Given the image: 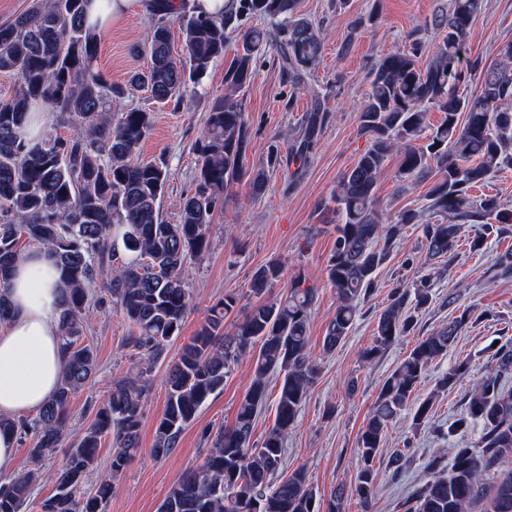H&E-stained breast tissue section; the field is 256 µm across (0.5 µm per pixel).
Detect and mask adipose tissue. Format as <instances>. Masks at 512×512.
<instances>
[{"label": "adipose tissue", "instance_id": "ef3b65f1", "mask_svg": "<svg viewBox=\"0 0 512 512\" xmlns=\"http://www.w3.org/2000/svg\"><path fill=\"white\" fill-rule=\"evenodd\" d=\"M62 291L60 272L46 250H31L16 264L9 288L12 316L0 323L2 419L38 411L61 381Z\"/></svg>", "mask_w": 512, "mask_h": 512}]
</instances>
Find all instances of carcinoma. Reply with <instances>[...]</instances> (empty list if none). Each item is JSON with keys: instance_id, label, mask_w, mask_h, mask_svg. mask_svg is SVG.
<instances>
[{"instance_id": "obj_1", "label": "carcinoma", "mask_w": 512, "mask_h": 512, "mask_svg": "<svg viewBox=\"0 0 512 512\" xmlns=\"http://www.w3.org/2000/svg\"><path fill=\"white\" fill-rule=\"evenodd\" d=\"M222 14L198 12L191 0H149L147 43L135 53L149 56L124 85L95 69L103 31L88 24V0H32L29 10L0 24V73L17 80L15 94L0 99V321L10 316L7 288L11 270L33 243L49 251L61 271L65 295L60 326L65 372L55 395L33 417L0 419V428L32 441L36 463L53 452L70 420L71 398L96 373V356L78 343L83 314L93 289L100 305L112 302L133 328L132 347L156 357L180 336L189 308L187 262L209 251V227L228 190L242 179L252 193L266 188V174L245 165L250 125L238 94L252 81L255 59L276 46L288 76L304 86L312 109L297 135L293 160L304 162L326 121V95L306 84L318 65L321 31L297 13V0H234ZM482 0H450L448 12L432 19L441 39L432 58L423 60L415 40L387 54L371 72L370 93L360 115L367 148L342 175L336 194L341 223L327 262V280L336 289V311L323 350L330 352L352 331L362 301L375 288L377 270L390 257L405 225L420 214L408 210L385 223L376 205L379 177L390 155L401 156L399 176L420 178L436 164L438 179L427 210L448 223L424 225V267L433 260L453 264L461 229L477 224L482 232L469 248L479 251L487 238L506 233L512 213L492 195L472 190L495 171L512 168V41L499 47V61H464L467 34ZM274 21L275 28L241 29L242 17ZM178 25L180 53H174L172 26ZM237 41L224 74V95L213 102L201 136L194 189L181 201L179 220L165 222L160 200L169 181L164 160H133L153 126L149 108H128L123 99L145 91L157 103L194 96L212 63ZM473 76L479 89L460 92ZM444 114L426 145H414L426 127L427 108ZM33 112L52 113L71 127L67 137L31 138L26 127ZM283 268H258L250 292L262 297L281 280ZM433 278L423 274L399 283L378 317L373 346L362 352L371 362L413 330L418 313L433 300ZM317 289L297 276L285 298L256 304L234 315L236 300L226 297L182 346L166 378V406L151 453L169 456L201 407L224 388L231 364L249 358L253 378L240 400L231 427L206 435L203 459L183 471L161 501L158 512H321L307 471L298 468L274 479L282 468L285 444L295 427L317 368L310 357L309 327ZM470 322L467 312L420 337L384 380L357 438L358 466L351 494L368 505L375 491L374 463L385 451L386 432L406 410L431 364ZM495 366L466 394L464 410L433 433L457 443L451 461L427 459V480L403 503L406 512H512V344L500 346ZM460 363L439 376L429 397L414 407L412 423L428 425L439 394L466 372ZM280 381L275 419L263 441L251 444L255 422L267 400L270 377ZM149 383L138 376L112 385L94 418L53 474L54 493L40 512H106L115 483L139 449V427ZM112 437L109 469L89 484L97 468L102 439ZM411 449L396 448L389 458L391 478L399 479ZM39 469L0 483V512H27Z\"/></svg>"}]
</instances>
